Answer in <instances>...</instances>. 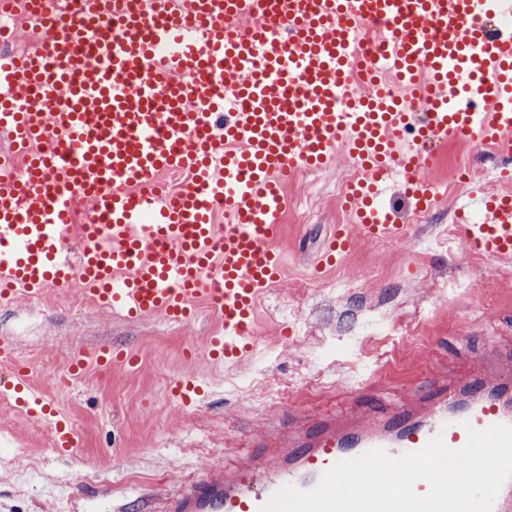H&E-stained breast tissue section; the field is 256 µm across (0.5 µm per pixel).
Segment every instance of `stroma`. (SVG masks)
<instances>
[{
	"label": "stroma",
	"mask_w": 512,
	"mask_h": 512,
	"mask_svg": "<svg viewBox=\"0 0 512 512\" xmlns=\"http://www.w3.org/2000/svg\"><path fill=\"white\" fill-rule=\"evenodd\" d=\"M494 166L475 143H436L427 172L435 206L414 222L404 188L388 192V205L410 221L405 241H356L322 273L316 264L332 228L348 221L339 193L355 167L341 157L300 173L271 240L285 257L284 276L260 296L261 341L239 366L210 358L216 316L204 306L188 324L129 319L52 290L38 303L0 308V342L30 364L33 388L79 431L77 455L61 457L45 422L0 400V512H153L158 489L211 464L262 457L311 416L364 424L420 404L437 372L472 382L496 371L503 349L512 350V261H488L460 240L463 194L454 185L457 168L487 182ZM113 346L138 365H99L96 353ZM77 351L86 365L62 385ZM189 371L208 395L185 409L169 384ZM367 378L375 385L369 407L352 389Z\"/></svg>",
	"instance_id": "stroma-1"
}]
</instances>
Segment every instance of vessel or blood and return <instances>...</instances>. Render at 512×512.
Here are the masks:
<instances>
[{
  "instance_id": "1",
  "label": "vessel or blood",
  "mask_w": 512,
  "mask_h": 512,
  "mask_svg": "<svg viewBox=\"0 0 512 512\" xmlns=\"http://www.w3.org/2000/svg\"><path fill=\"white\" fill-rule=\"evenodd\" d=\"M0 0L48 34L24 57L0 54V306L46 289L132 318L185 324L204 301L219 317L212 357L236 363L260 338L255 309L282 261L270 241L297 174L345 155L361 172L342 194L351 215L321 263L355 236L399 241L406 225L376 198L400 179L427 213L433 141L477 143L496 161L491 194L471 185L458 231L489 260L512 259V0ZM373 41H366L368 25ZM188 173L172 193L161 176ZM89 220L73 224L77 205ZM227 223L214 224L216 213ZM77 238V256L67 244ZM204 394L196 373L170 388ZM448 385L423 414L382 426H319L313 445L278 448L235 470L209 467L159 496L155 512H259L286 485L315 487L337 462L373 448L399 456L434 437L462 448L468 429L512 426V405ZM45 421L58 454L78 430L14 365L0 388Z\"/></svg>"
}]
</instances>
